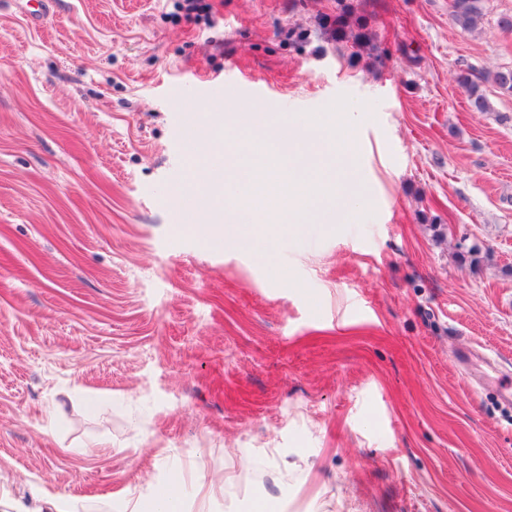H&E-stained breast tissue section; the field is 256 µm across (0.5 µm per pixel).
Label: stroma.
Returning a JSON list of instances; mask_svg holds the SVG:
<instances>
[{"label": "stroma", "instance_id": "obj_1", "mask_svg": "<svg viewBox=\"0 0 512 512\" xmlns=\"http://www.w3.org/2000/svg\"><path fill=\"white\" fill-rule=\"evenodd\" d=\"M0 0V490L125 512H512V0ZM308 30L290 45L288 31ZM385 52L384 65L374 56ZM325 113L372 198L241 246L185 228L196 106ZM471 353L470 361L459 358ZM224 477L204 499L197 467ZM319 27L321 32L336 43L351 42L352 47L357 48L349 56L350 64H354L360 50L372 41L368 23L358 14L354 0H336V11L325 14ZM484 0H451V17L456 26L467 31L475 28L483 15ZM457 81L465 90L470 110L484 112L489 109V102L484 93L485 84L491 83L503 91L512 92V67H503L495 71L467 67L458 75ZM160 502H162L166 507L170 508V511L183 512L181 507L179 488L176 482H173L170 485L162 488L151 506L146 508L144 505L140 504L136 507L135 510H131V512H157L159 511L158 505Z\"/></svg>", "mask_w": 512, "mask_h": 512}]
</instances>
